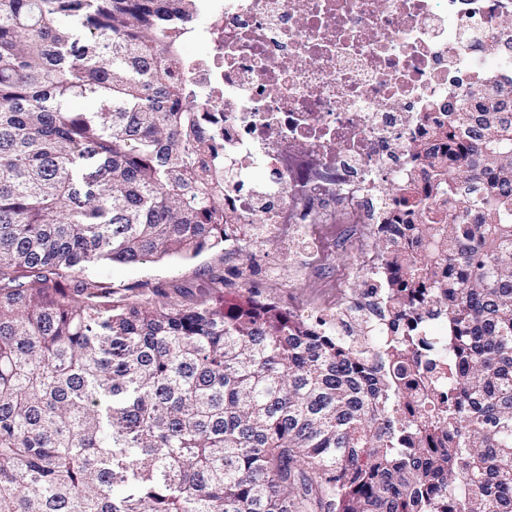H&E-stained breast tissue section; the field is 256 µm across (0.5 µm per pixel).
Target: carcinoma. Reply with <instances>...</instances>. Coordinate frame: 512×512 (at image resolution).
Wrapping results in <instances>:
<instances>
[{
  "instance_id": "1",
  "label": "carcinoma",
  "mask_w": 512,
  "mask_h": 512,
  "mask_svg": "<svg viewBox=\"0 0 512 512\" xmlns=\"http://www.w3.org/2000/svg\"><path fill=\"white\" fill-rule=\"evenodd\" d=\"M198 0H0V512H512V94L419 145L380 329L112 300L236 217L175 77ZM91 98L94 111L75 102Z\"/></svg>"
}]
</instances>
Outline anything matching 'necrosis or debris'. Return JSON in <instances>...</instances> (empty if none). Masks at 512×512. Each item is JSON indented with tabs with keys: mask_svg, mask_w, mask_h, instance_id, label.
Listing matches in <instances>:
<instances>
[{
	"mask_svg": "<svg viewBox=\"0 0 512 512\" xmlns=\"http://www.w3.org/2000/svg\"><path fill=\"white\" fill-rule=\"evenodd\" d=\"M209 2L210 52L186 78L218 138L233 248L302 236L307 202L398 223L379 185L424 188L427 122L474 108L475 84L512 87V64L482 50L512 35V0ZM255 167L269 172L259 186Z\"/></svg>",
	"mask_w": 512,
	"mask_h": 512,
	"instance_id": "1",
	"label": "necrosis or debris"
}]
</instances>
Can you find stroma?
<instances>
[{
    "instance_id": "obj_1",
    "label": "stroma",
    "mask_w": 512,
    "mask_h": 512,
    "mask_svg": "<svg viewBox=\"0 0 512 512\" xmlns=\"http://www.w3.org/2000/svg\"><path fill=\"white\" fill-rule=\"evenodd\" d=\"M336 220L333 226L312 225L322 243L316 258L300 241L271 238L261 246L238 250L224 245L196 256L171 255L137 264L106 262L89 267L87 273L108 279L120 295L141 280L176 281L184 287L178 300L185 304L207 292L217 303L242 305L255 299L317 318L335 304L337 295L349 298L363 291L362 252L375 246L367 228L353 235L344 225V214H337ZM216 273L223 274V287L207 289L208 279Z\"/></svg>"
}]
</instances>
